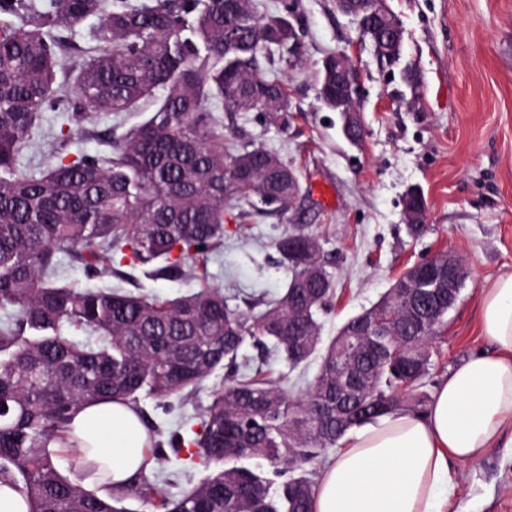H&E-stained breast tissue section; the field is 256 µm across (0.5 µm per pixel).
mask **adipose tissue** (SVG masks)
Wrapping results in <instances>:
<instances>
[{
	"mask_svg": "<svg viewBox=\"0 0 512 512\" xmlns=\"http://www.w3.org/2000/svg\"><path fill=\"white\" fill-rule=\"evenodd\" d=\"M480 298L489 350L451 371L424 415L394 413L344 440L315 486L312 512H448L453 463L512 447V274ZM71 433L108 466L109 486L125 487L152 465V439L129 405L86 407Z\"/></svg>",
	"mask_w": 512,
	"mask_h": 512,
	"instance_id": "ef3b65f1",
	"label": "adipose tissue"
}]
</instances>
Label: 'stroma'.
<instances>
[{"label": "stroma", "mask_w": 512, "mask_h": 512, "mask_svg": "<svg viewBox=\"0 0 512 512\" xmlns=\"http://www.w3.org/2000/svg\"><path fill=\"white\" fill-rule=\"evenodd\" d=\"M404 33L397 66L382 67L369 41L336 0H298L302 39L293 66L279 71L288 109L273 119L220 107L227 143L251 142L277 152L298 173L302 192L288 211L239 218L225 215L224 245L190 257L191 278L155 279L125 267L122 288L172 298L203 285L223 289L242 310L280 292L289 278L275 240L299 227L323 242V260L336 285L334 307L323 319L330 337L351 316L372 306L424 254L457 252L470 275L442 336L430 344L425 390L434 393L448 373L488 350L479 328L480 291L512 274V0H386ZM351 59L360 76L357 107L364 138L354 144L337 113L317 96L327 55ZM416 65L418 90L402 69ZM424 195L427 229L407 237L403 198ZM217 370L187 401L166 408L140 402L149 427L164 436L196 420L221 388ZM458 500H477L478 512H512V450L493 448L476 463L454 467ZM157 481L175 496L208 475L202 462L170 459Z\"/></svg>", "instance_id": "35a3bbf8"}]
</instances>
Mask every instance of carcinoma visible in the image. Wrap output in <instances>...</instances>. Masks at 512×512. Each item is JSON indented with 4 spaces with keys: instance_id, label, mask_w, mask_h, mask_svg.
<instances>
[{
    "instance_id": "carcinoma-1",
    "label": "carcinoma",
    "mask_w": 512,
    "mask_h": 512,
    "mask_svg": "<svg viewBox=\"0 0 512 512\" xmlns=\"http://www.w3.org/2000/svg\"><path fill=\"white\" fill-rule=\"evenodd\" d=\"M283 13L259 18L249 0H0V481L27 498L31 512H132L126 496L100 497L76 473L82 457L70 434L87 405L142 396L168 406L219 368L224 388L197 426L155 439L156 463L187 459L224 469L176 496L158 492L157 475L129 485L155 512H311L321 455L353 428L404 408L427 409L430 358L413 337L441 335L448 307L429 322L405 317L390 286L371 307L324 340L319 316L331 311L335 285L324 264L308 276L303 229L274 247L290 271L285 288L250 316L218 287L173 299L134 296L112 286L76 289L59 281L58 255L93 274L150 266L169 279L188 274L185 259L224 242V211L288 209L301 193L288 166L263 146L224 143L221 104L270 116L286 110L277 63H290ZM96 17L91 46L64 69L65 33ZM234 27L237 38L224 30ZM150 115L119 137L95 133L94 118ZM61 121L38 172L19 169L42 113ZM95 138L94 155L76 149ZM395 314L401 341L360 331L378 312ZM74 329L86 334L76 341ZM275 352L290 370L320 361L303 400L239 360L247 339ZM169 450H164V446ZM255 459L272 477L239 466Z\"/></svg>"
}]
</instances>
